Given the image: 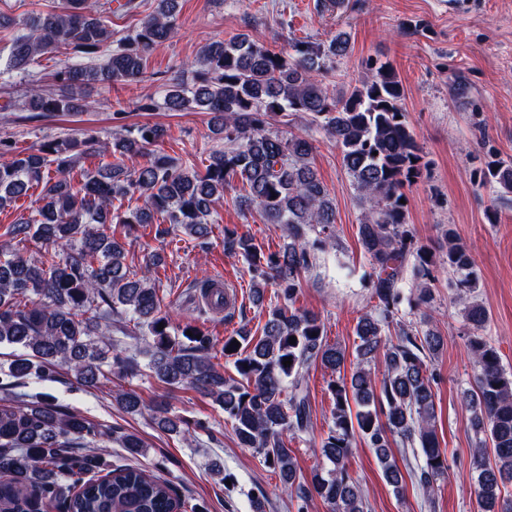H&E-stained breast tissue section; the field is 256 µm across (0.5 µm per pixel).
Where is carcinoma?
<instances>
[{"label": "carcinoma", "mask_w": 512, "mask_h": 512, "mask_svg": "<svg viewBox=\"0 0 512 512\" xmlns=\"http://www.w3.org/2000/svg\"><path fill=\"white\" fill-rule=\"evenodd\" d=\"M176 2L157 0L155 10L127 34L112 30V12L96 0H64L60 10L32 15L21 28L0 13V30H13L0 77L31 82L23 102L26 112L43 117L89 109L85 92L94 84L146 78V60L177 33ZM60 48L68 57L47 89L33 68L40 57ZM347 51L343 33L325 43L297 40L287 55L247 33L204 46L185 63L194 73L193 84L173 77L163 83L161 100L149 97L135 105L138 112L163 107L212 115L224 148L212 152L202 171L157 151L165 136L158 125H140L136 135L111 142L72 136L21 152L12 140L0 137V210L41 188L38 206L10 225L7 235L53 249L45 259L33 260L8 244L0 246V345L22 350L0 366L12 379L10 385L50 380L66 369L79 385L93 388L111 376L134 373L140 354L160 382L192 389L219 404L239 445L255 449L279 472L297 512H305L315 496L329 512H367L365 495L345 465L357 436L375 449L395 493L408 476L431 495L448 473V455L435 430L428 370L443 342L428 326L429 317L420 328L401 315L407 267L419 280L418 303L430 299L434 255L417 245L405 202V189L421 179L426 161L406 120L404 88L391 63L372 60L371 77L341 97L328 93L326 80L336 58ZM296 113L305 114L308 127L324 131L340 150L361 209L359 241L374 269L371 288L378 305L356 324L359 362L348 378L341 375L345 353L327 343L321 317L295 307L315 252L335 247L337 238L335 205L310 162L314 140L276 128L281 118ZM131 154L145 162L128 167L125 158ZM88 157L99 159L98 166L76 184L71 171ZM480 177L484 184L512 192L511 162L488 160ZM237 183L242 186L238 206L280 226L288 242L267 254L252 236L224 229V253L248 265L252 303L261 305L266 288H277V303L267 311L261 336L224 337V358L232 360L235 372L227 376L211 362L213 339L190 323L175 326L174 315L162 309L156 285L160 255L150 253L140 272L128 271L124 246L104 226L151 224L160 217L205 241L217 221L215 200ZM123 199L139 205L121 214L114 201ZM447 237L442 262L454 275L457 299L464 306L474 371V388L462 396L476 435L474 495L481 512H493L499 482L512 480V377L505 375L497 350L479 334L488 313L477 300L474 259L453 230ZM199 288L211 308L228 305L224 290L212 280H202ZM114 333L123 339L113 338ZM291 336L296 343H289ZM233 342L240 347L231 348ZM380 354L385 371L378 381L369 365ZM288 359L291 364H284ZM316 363L337 374L330 384L331 425L320 441L329 468L305 478L297 474L288 440L312 428L303 381ZM114 401L128 413L148 408L167 432L186 437L199 427L173 413L166 395L147 407L136 391L120 390ZM104 436L133 456L146 448L135 433L115 426L104 430L42 398L1 400L0 512L186 509L170 481L133 466L110 468L98 456L79 452ZM392 437L415 460L406 476L389 453ZM488 446L493 464L486 459Z\"/></svg>", "instance_id": "obj_1"}]
</instances>
